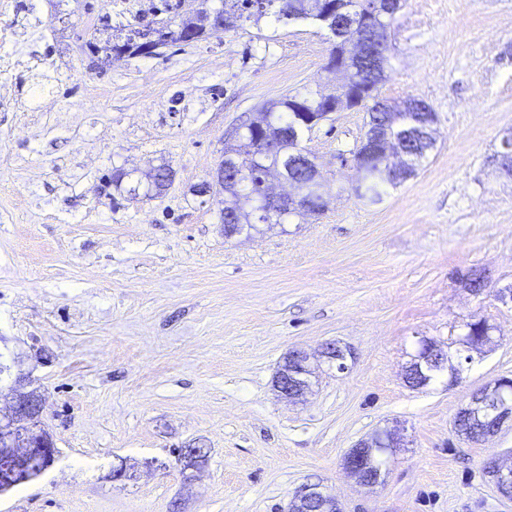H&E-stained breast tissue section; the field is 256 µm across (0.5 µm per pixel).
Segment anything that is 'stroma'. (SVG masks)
<instances>
[{
  "mask_svg": "<svg viewBox=\"0 0 512 512\" xmlns=\"http://www.w3.org/2000/svg\"><path fill=\"white\" fill-rule=\"evenodd\" d=\"M68 14V25L55 21ZM104 0H14L18 40L0 69V385L22 378L45 400L58 450L0 512H289L308 484L343 512H512L486 463L512 426L480 443L453 419L470 395L512 378V0H405L388 32L379 96L423 99L435 145L414 176L358 198L343 163L368 116L333 113L304 136L326 210L228 237L222 190L207 180L235 129L284 96L330 92L328 29L274 22L90 69L82 49ZM168 164L155 198L129 199L116 170ZM477 268L488 290L461 274ZM493 349L413 389L420 339L456 356L471 318ZM350 349L321 364L300 403L277 396L290 350ZM400 426L384 480L360 487L346 453ZM202 448L199 461L183 449ZM133 466L134 479L112 470Z\"/></svg>",
  "mask_w": 512,
  "mask_h": 512,
  "instance_id": "obj_1",
  "label": "stroma"
}]
</instances>
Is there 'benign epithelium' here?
Masks as SVG:
<instances>
[{
	"instance_id": "7a95c632",
	"label": "benign epithelium",
	"mask_w": 512,
	"mask_h": 512,
	"mask_svg": "<svg viewBox=\"0 0 512 512\" xmlns=\"http://www.w3.org/2000/svg\"><path fill=\"white\" fill-rule=\"evenodd\" d=\"M124 35H104L93 53L96 70L103 72L112 66V62L126 56L127 47L122 45ZM138 43L139 54L156 56L169 41L170 36L160 24L137 27L133 36ZM347 63L328 68V71L342 75L343 81L333 99L332 111L340 110L349 90L353 67L350 61L358 60L361 52L352 48L346 52ZM237 165L232 155H224L211 180L203 182L198 192L208 194L214 187L224 188V168ZM266 200L276 206L303 207V197L291 193L269 192ZM351 351L335 343H326L320 349V357L336 365L337 370L347 369V355ZM450 369L451 381L457 380V369L448 366V352L434 341L421 339L419 352L407 367L406 373L414 377L412 387L427 385L432 376L445 369ZM313 371L307 352L294 350L289 353L285 364L277 372L275 388L280 396L290 402L302 400L311 390ZM11 404L8 413L0 415V495L9 491L15 484L36 478L29 469V463L40 457L44 458V467L54 461L56 448L52 436L42 427L41 415L44 400L34 392L21 390V383L16 381L9 388ZM465 417L481 430V439L497 435L507 423L512 424V378L502 377L471 394L468 403L459 409L456 417ZM399 429H386L373 437L362 440L350 449L345 457V469L356 482L372 488L381 482L382 467L376 464L375 455H385L400 447ZM491 476L497 493L504 499L512 501V460L509 458L490 460ZM312 502L318 506L315 512H343L336 499L316 486H307L290 505V512H298L301 504Z\"/></svg>"
}]
</instances>
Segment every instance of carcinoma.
I'll return each instance as SVG.
<instances>
[{
    "label": "carcinoma",
    "instance_id": "cac0c4a2",
    "mask_svg": "<svg viewBox=\"0 0 512 512\" xmlns=\"http://www.w3.org/2000/svg\"><path fill=\"white\" fill-rule=\"evenodd\" d=\"M224 15L231 25L224 27L229 32L243 22L259 25L263 21L288 23V13L295 12L304 16V20L320 26L343 29L347 39L363 42L368 52L354 63L353 76L355 86L363 96L350 108H363L369 114V130L380 134H402V149L409 156L411 166L427 153L428 144L416 136L418 129L430 113L429 104L422 99L407 98L399 104H390L378 98L375 92L385 79V71L390 64L391 46L388 31L396 20L397 13L403 7L404 0H392L390 9L378 11L372 21L366 23L361 17L364 0H220ZM267 115L265 125L258 131L250 124H243L236 130L237 144L227 151L238 156L239 169L226 174L227 186L224 189V209L220 219L226 224L238 223V209L241 199L248 198L259 208L264 204V195L259 187V174L251 166V153L258 142L276 141L280 145L279 153L268 158V166H276L282 160H291L292 176L306 186L305 202L311 214L324 211L326 203L315 189L312 181L310 152L302 145L304 134L312 131L317 123L311 118L326 111L325 95L306 97L287 95L277 102L261 108ZM293 129V140H288V129ZM353 159L364 168L363 180L357 182L354 191L360 198L378 200L377 188L382 183L392 187L406 180L403 175H393L381 157L368 151V145L360 144L352 150Z\"/></svg>",
    "mask_w": 512,
    "mask_h": 512
}]
</instances>
